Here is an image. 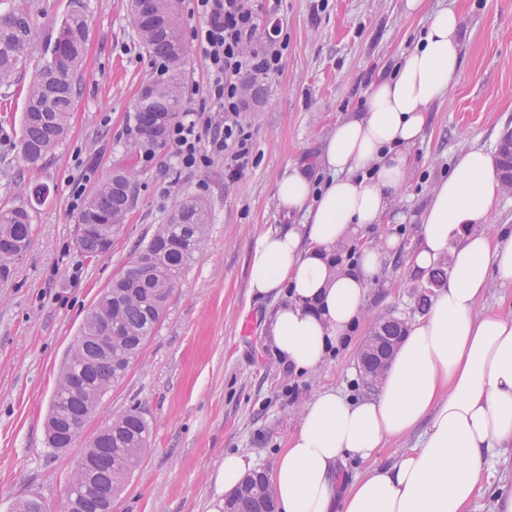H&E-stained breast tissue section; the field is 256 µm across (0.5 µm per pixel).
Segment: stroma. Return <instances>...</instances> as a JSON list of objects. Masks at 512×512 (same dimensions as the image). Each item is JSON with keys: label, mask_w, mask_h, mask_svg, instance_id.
Masks as SVG:
<instances>
[{"label": "stroma", "mask_w": 512, "mask_h": 512, "mask_svg": "<svg viewBox=\"0 0 512 512\" xmlns=\"http://www.w3.org/2000/svg\"><path fill=\"white\" fill-rule=\"evenodd\" d=\"M22 1L34 14L36 49L26 72L0 88V206L23 188L47 195L33 211L29 251L0 282V512L28 497L59 512L77 458L113 417L131 410L147 421L149 445L112 512H218L225 452L272 472L304 401L324 388L353 399L374 394L357 361L374 316L421 317L428 276L411 273L407 259L430 193L463 151H495L512 128V0H429L428 10L451 4L462 15L460 71L430 109L398 204L405 221L379 228L400 247L369 286V317L305 374L284 366L268 343L275 302L248 296L251 245L285 222L274 196L285 166L315 164L337 121L361 106L378 73L395 67L425 17L406 18L404 0H253L281 26L285 50L280 73L245 92L248 107L238 119L251 135L252 157L232 178L228 159L184 169L165 143L155 146L152 163L143 162L134 107L158 65L137 40L126 0H84L89 37L66 138L28 164L20 152L25 90L70 0H0V13ZM127 164L136 180L126 222L107 253L85 257L74 240L73 187L92 193L112 168ZM186 196L202 199L211 215L203 255L177 282L142 355L105 394L81 437L51 450L47 413L87 312ZM482 486L469 512H492L494 493L512 491V461L492 462Z\"/></svg>", "instance_id": "obj_1"}]
</instances>
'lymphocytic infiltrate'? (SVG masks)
<instances>
[{"mask_svg": "<svg viewBox=\"0 0 512 512\" xmlns=\"http://www.w3.org/2000/svg\"><path fill=\"white\" fill-rule=\"evenodd\" d=\"M205 22L192 39L207 62L206 95L214 117L186 112L167 132L180 167L199 169L230 156L234 171L247 167L251 136L238 119L246 102L241 77L273 78L282 68L284 45L276 26L264 23L250 0H193Z\"/></svg>", "mask_w": 512, "mask_h": 512, "instance_id": "1", "label": "lymphocytic infiltrate"}]
</instances>
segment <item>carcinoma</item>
<instances>
[{
  "label": "carcinoma",
  "instance_id": "obj_1",
  "mask_svg": "<svg viewBox=\"0 0 512 512\" xmlns=\"http://www.w3.org/2000/svg\"><path fill=\"white\" fill-rule=\"evenodd\" d=\"M61 21L53 37L51 55L28 85L21 119L23 158L35 164L52 153L65 137L67 118L78 95L80 69L88 27L80 0ZM127 10L140 45L162 64L164 78L148 84L135 106L136 127L141 139L150 144L165 139L168 127L182 111V96L190 47L183 34L180 0H128ZM33 47V19L29 9L19 6L0 14V88L10 87L30 59ZM135 172L118 167L90 194L78 215L76 242L87 257L104 254L133 204ZM31 201L21 195L10 206L0 208V280L9 278L16 260L33 240ZM210 214L203 200L187 196L171 213L167 223L158 225L128 268L112 281V297L100 296L85 323L108 322L105 335L112 337V356L100 354L96 332H87L74 354L70 376H81L90 396L100 403L112 384L127 373L145 348L169 295L183 272L202 254ZM68 376V377H70ZM68 377L60 376L47 420L73 418L71 439L81 433L77 416L84 403L69 397ZM150 428L136 411L112 419V430L97 436L93 448H110L108 467L93 469L82 481L90 488L85 494L84 512H105L96 489L105 483L118 495L139 468L148 447ZM271 493L261 473L249 478L238 490L231 508L235 512H259L269 506Z\"/></svg>",
  "mask_w": 512,
  "mask_h": 512
}]
</instances>
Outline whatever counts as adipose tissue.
Returning <instances> with one entry per match:
<instances>
[{"instance_id": "obj_1", "label": "adipose tissue", "mask_w": 512, "mask_h": 512, "mask_svg": "<svg viewBox=\"0 0 512 512\" xmlns=\"http://www.w3.org/2000/svg\"><path fill=\"white\" fill-rule=\"evenodd\" d=\"M427 15L393 71L337 122L316 170L286 167L275 196L290 222L252 245L249 294L277 301L269 342L295 372L319 369L366 315L368 285L397 248L382 236L353 266L331 260L369 227L405 219L397 202L429 108L461 66L460 13ZM499 191L495 161L482 148L461 154L433 188L409 263L421 271L447 258L450 274L407 329L376 396L323 389L301 406L271 476L277 512H468L488 462L512 450V310L480 306L491 279L512 286V233L486 223ZM412 433V448L380 461L389 440ZM349 456L368 468L343 487L338 464Z\"/></svg>"}]
</instances>
